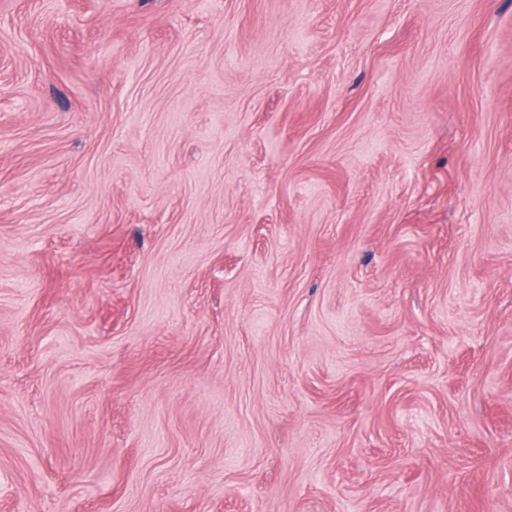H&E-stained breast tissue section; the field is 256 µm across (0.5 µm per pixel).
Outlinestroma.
I'll use <instances>...</instances> for the list:
<instances>
[{"mask_svg":"<svg viewBox=\"0 0 512 512\" xmlns=\"http://www.w3.org/2000/svg\"><path fill=\"white\" fill-rule=\"evenodd\" d=\"M0 512H512V0H0Z\"/></svg>","mask_w":512,"mask_h":512,"instance_id":"stroma-1","label":"stroma"}]
</instances>
